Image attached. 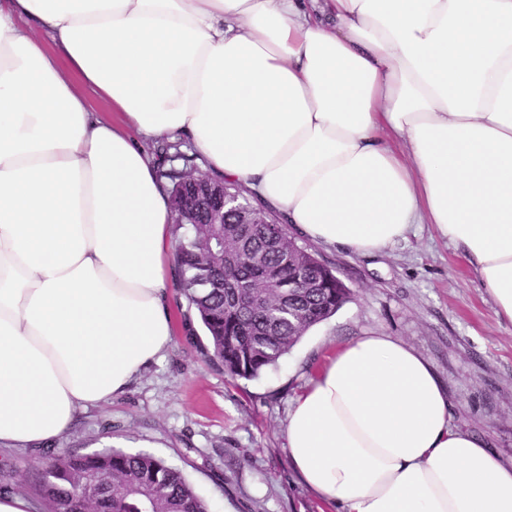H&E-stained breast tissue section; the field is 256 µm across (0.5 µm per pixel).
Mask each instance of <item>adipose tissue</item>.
I'll return each instance as SVG.
<instances>
[{"label":"adipose tissue","mask_w":512,"mask_h":512,"mask_svg":"<svg viewBox=\"0 0 512 512\" xmlns=\"http://www.w3.org/2000/svg\"><path fill=\"white\" fill-rule=\"evenodd\" d=\"M175 134L317 243L434 225L512 325V0H0V446L171 346L140 140ZM450 415L425 357L359 336L293 401L288 457L336 512H512V463Z\"/></svg>","instance_id":"adipose-tissue-1"}]
</instances>
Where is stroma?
Instances as JSON below:
<instances>
[{"label":"stroma","mask_w":512,"mask_h":512,"mask_svg":"<svg viewBox=\"0 0 512 512\" xmlns=\"http://www.w3.org/2000/svg\"><path fill=\"white\" fill-rule=\"evenodd\" d=\"M288 235L351 290L331 318L311 328L288 356L254 380L233 381L210 363L193 310L171 294L175 343L125 392L80 410L72 428L48 445L0 450L8 491L37 501L32 466L48 451L106 447L144 451L180 467L211 512H336L294 473L285 424L294 398L327 354L365 335L385 334L428 358L446 384L452 422L485 436L512 459V325L493 305L466 260L418 224L373 255H356Z\"/></svg>","instance_id":"35a3bbf8"}]
</instances>
